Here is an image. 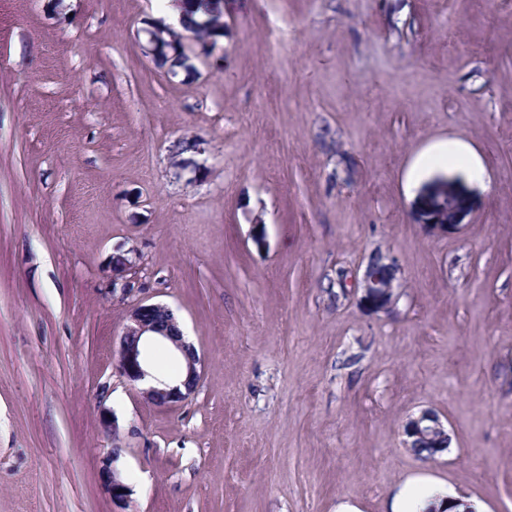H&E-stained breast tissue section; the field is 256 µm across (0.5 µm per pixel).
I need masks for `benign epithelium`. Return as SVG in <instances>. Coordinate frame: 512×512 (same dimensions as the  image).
I'll list each match as a JSON object with an SVG mask.
<instances>
[{"label": "benign epithelium", "instance_id": "1", "mask_svg": "<svg viewBox=\"0 0 512 512\" xmlns=\"http://www.w3.org/2000/svg\"><path fill=\"white\" fill-rule=\"evenodd\" d=\"M414 207L418 223L428 234H446L460 224L469 208V194L454 177H436L426 182L418 191ZM112 273V294L125 299L138 292L142 297L133 301L125 311L122 332L116 351V370L132 385L146 378L153 384L140 389V396L159 407H177L187 401L199 386L202 358L193 343L186 341L175 312L168 305L153 302L143 295V289L133 288L136 274V249L118 248L112 253L109 262ZM356 287L363 292V300L378 310H387L398 299L401 287L400 268L397 262L377 252L369 256ZM149 342H168L180 355L183 367L173 378L161 379L150 371L145 356V346ZM98 426L102 433L117 437L119 432L115 415L104 411L98 416ZM404 445L407 448L423 442L435 448H447L451 437L439 417L430 409L421 411L408 419L404 426ZM100 479L108 489L113 506L128 499L129 487L121 480L115 468L104 463L100 469Z\"/></svg>", "mask_w": 512, "mask_h": 512}]
</instances>
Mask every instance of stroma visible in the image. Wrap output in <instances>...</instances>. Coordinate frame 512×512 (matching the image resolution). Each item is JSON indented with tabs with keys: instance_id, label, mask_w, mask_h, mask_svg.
Listing matches in <instances>:
<instances>
[{
	"instance_id": "obj_1",
	"label": "stroma",
	"mask_w": 512,
	"mask_h": 512,
	"mask_svg": "<svg viewBox=\"0 0 512 512\" xmlns=\"http://www.w3.org/2000/svg\"><path fill=\"white\" fill-rule=\"evenodd\" d=\"M158 20L0 0V512H112L110 455L123 512H387L415 474L512 512V0H224L223 62L186 70ZM442 143L471 211L429 235L411 172ZM131 245L203 358L177 408L115 369ZM376 252L383 311L353 286ZM424 409L432 462L402 445ZM167 37H181L178 36L176 33H170L165 30H157L153 33V42L156 44L158 57L163 59V62L166 63L169 61V53L168 50H171L174 53V56L170 59L173 64H179L182 65L186 62L187 57L184 53V47L183 43L180 42V40H176V42L173 44L171 41H169V38ZM136 267V249L134 247L125 250L117 248L112 253L109 268L112 273L113 298L118 292L121 299H125L136 292L144 294L143 288H131ZM356 287L363 292V300L371 303L377 310L389 309L398 299L401 288L400 268L397 262L377 252L369 256ZM404 445L413 453L423 457H433L443 448H449L451 437L448 429L444 426L439 417L430 409L422 410L417 416L408 419L404 426ZM426 442L432 444L422 446L423 448L414 447ZM444 452V451H443ZM443 452L437 453V455ZM114 458V456H113ZM112 458L111 465L103 463L100 469V479L104 482L108 489L109 497L112 505L117 507L122 505L129 497V487L121 480L119 474L113 466L114 459Z\"/></svg>"
}]
</instances>
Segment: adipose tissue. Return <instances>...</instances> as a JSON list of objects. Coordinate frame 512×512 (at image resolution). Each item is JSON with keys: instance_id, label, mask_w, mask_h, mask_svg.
<instances>
[{"instance_id": "1", "label": "adipose tissue", "mask_w": 512, "mask_h": 512, "mask_svg": "<svg viewBox=\"0 0 512 512\" xmlns=\"http://www.w3.org/2000/svg\"><path fill=\"white\" fill-rule=\"evenodd\" d=\"M391 512H487L485 504L439 479L417 475L401 482L392 497Z\"/></svg>"}]
</instances>
